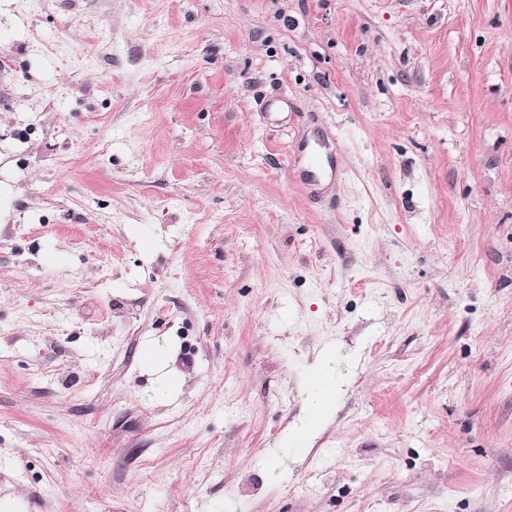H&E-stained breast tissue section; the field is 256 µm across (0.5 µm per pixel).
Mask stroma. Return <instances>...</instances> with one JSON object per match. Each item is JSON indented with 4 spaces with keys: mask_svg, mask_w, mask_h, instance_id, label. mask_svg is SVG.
Here are the masks:
<instances>
[{
    "mask_svg": "<svg viewBox=\"0 0 512 512\" xmlns=\"http://www.w3.org/2000/svg\"><path fill=\"white\" fill-rule=\"evenodd\" d=\"M4 498L512 512V0H0ZM341 392V383L331 365L329 354L324 355L310 370L306 397V416L292 429L293 441L300 447L313 429L334 407Z\"/></svg>",
    "mask_w": 512,
    "mask_h": 512,
    "instance_id": "35a3bbf8",
    "label": "stroma"
}]
</instances>
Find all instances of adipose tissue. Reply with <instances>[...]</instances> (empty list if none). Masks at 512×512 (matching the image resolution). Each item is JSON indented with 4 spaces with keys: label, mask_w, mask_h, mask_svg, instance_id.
Returning a JSON list of instances; mask_svg holds the SVG:
<instances>
[{
    "label": "adipose tissue",
    "mask_w": 512,
    "mask_h": 512,
    "mask_svg": "<svg viewBox=\"0 0 512 512\" xmlns=\"http://www.w3.org/2000/svg\"><path fill=\"white\" fill-rule=\"evenodd\" d=\"M341 392V383L331 365L330 356H323L310 370L306 397V416L292 430L297 445H304L313 429L332 409Z\"/></svg>",
    "instance_id": "adipose-tissue-1"
}]
</instances>
